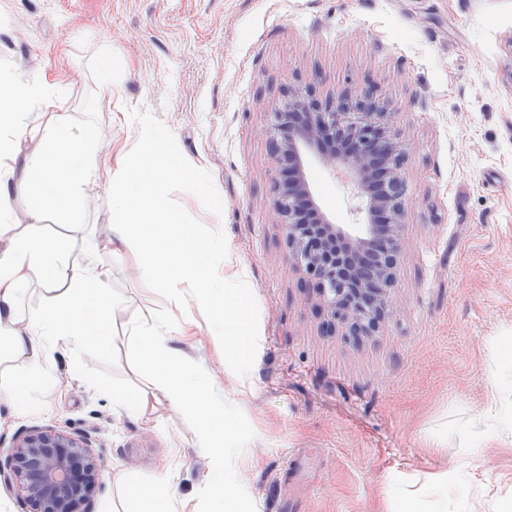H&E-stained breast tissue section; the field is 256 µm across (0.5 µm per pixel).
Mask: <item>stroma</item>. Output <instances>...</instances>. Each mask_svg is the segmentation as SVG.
Returning <instances> with one entry per match:
<instances>
[{
	"label": "stroma",
	"mask_w": 512,
	"mask_h": 512,
	"mask_svg": "<svg viewBox=\"0 0 512 512\" xmlns=\"http://www.w3.org/2000/svg\"><path fill=\"white\" fill-rule=\"evenodd\" d=\"M0 11V65L65 75L72 122L95 110L109 138L132 143L147 121L171 129L177 159L224 200L261 326L238 410L252 450L243 512H381L394 491L464 466L479 485L447 512L512 500V449L493 441L475 453L469 442L495 395L492 345L512 336V0H0ZM106 54L131 64L109 101L95 96ZM286 86L320 100L348 86L371 93L398 107L410 143L394 307L358 344L322 333L325 313L271 219L264 130ZM119 108L122 127L111 122ZM308 175L321 211L360 222L348 179L314 161ZM33 231L77 263L88 238L111 239L112 213L92 202L83 223L49 214ZM136 262L100 254L119 299L107 332L54 351L60 385L41 394L51 411L0 406V458L32 429L84 433L101 466L84 512H125L164 470L183 512H203L196 422L162 396L149 422L112 402L150 390L132 329L170 309Z\"/></svg>",
	"instance_id": "1"
}]
</instances>
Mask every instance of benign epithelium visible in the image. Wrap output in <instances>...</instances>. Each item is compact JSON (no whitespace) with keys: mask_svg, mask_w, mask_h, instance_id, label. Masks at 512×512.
<instances>
[{"mask_svg":"<svg viewBox=\"0 0 512 512\" xmlns=\"http://www.w3.org/2000/svg\"><path fill=\"white\" fill-rule=\"evenodd\" d=\"M395 108L348 89L324 109L289 89L274 106L271 218L285 234L296 269L326 311L325 334L377 336L391 313L404 263L403 231L408 144L396 129ZM315 156L340 170L361 200L353 232L319 210L306 167ZM100 479L98 457L85 434L37 429L17 437L0 483L27 512H74Z\"/></svg>","mask_w":512,"mask_h":512,"instance_id":"1","label":"benign epithelium"}]
</instances>
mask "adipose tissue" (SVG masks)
Here are the masks:
<instances>
[{
	"instance_id": "ef3b65f1",
	"label": "adipose tissue",
	"mask_w": 512,
	"mask_h": 512,
	"mask_svg": "<svg viewBox=\"0 0 512 512\" xmlns=\"http://www.w3.org/2000/svg\"><path fill=\"white\" fill-rule=\"evenodd\" d=\"M65 92L62 76L0 67V341L28 356L26 371L0 387V404L27 412L42 387L58 382L52 350L89 343L88 316L105 319L116 302L97 261L98 243H89L83 261L74 264L59 239L24 236L15 228L22 219L36 221L46 213L79 221L100 197L112 212L113 254L136 255L137 275L174 306L205 308L209 335L224 344L225 371L248 381L255 358L240 350L242 337L253 332L243 313L245 272L236 261L234 240L222 232V199L182 181L183 192L201 196L213 225V245L187 246L183 217L167 199L170 182L183 169L171 150L172 131L149 123L136 131L134 147L104 143L94 119L77 129L60 115ZM53 111L55 123L40 127L39 116ZM34 192L40 195L38 206L17 213L13 200ZM36 277L54 296L24 318L19 305ZM195 328L194 321L172 316L143 322L134 333L142 340L154 390L200 424V442L210 458L203 492L211 512H236L249 492L230 464L249 453L235 421L238 402L226 400L208 367L188 362L170 343L175 336H194ZM474 482L465 470L432 476L420 495L397 493L387 512H432L449 492L468 490Z\"/></svg>"
}]
</instances>
